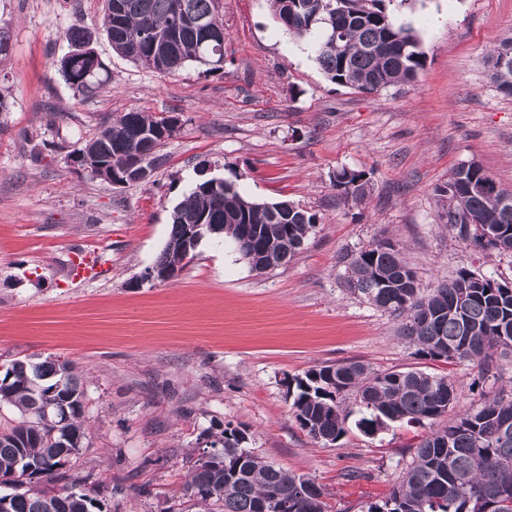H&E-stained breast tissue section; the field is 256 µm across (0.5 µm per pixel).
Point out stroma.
<instances>
[{"instance_id":"1","label":"stroma","mask_w":512,"mask_h":512,"mask_svg":"<svg viewBox=\"0 0 512 512\" xmlns=\"http://www.w3.org/2000/svg\"><path fill=\"white\" fill-rule=\"evenodd\" d=\"M426 64L409 84L362 93L330 82L312 37L296 38L267 0H222L224 72L174 76L118 56L104 0H0L10 36L0 61V375L14 361H69L86 395L88 439L72 474L90 476L109 512H196L182 495L217 425L247 429L255 452L313 479L335 512L384 496L428 432L393 423L314 443L290 413L285 382L324 364L422 369L463 391L449 416L512 387V363L424 359L394 320L348 293L340 258L381 238L404 249L421 288L467 268L512 282V253L452 240L434 188L480 164L512 191V97L489 57L512 35V0H393ZM95 30L106 90L82 95L55 63L72 25ZM178 117L145 182L110 184L72 161L130 109ZM365 171L363 203L337 172ZM235 181L257 201L285 198L319 224L288 266L253 272L233 242L204 238L179 276L144 282L171 214L202 178ZM359 473L356 481L346 480Z\"/></svg>"}]
</instances>
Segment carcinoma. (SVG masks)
Instances as JSON below:
<instances>
[{"label":"carcinoma","instance_id":"cac0c4a2","mask_svg":"<svg viewBox=\"0 0 512 512\" xmlns=\"http://www.w3.org/2000/svg\"><path fill=\"white\" fill-rule=\"evenodd\" d=\"M221 0H105L103 31L112 50L145 69L175 75L191 64L210 74L224 70V53L206 41L204 26L224 27ZM288 34L318 35L317 62L328 80L363 93L411 82L425 55L414 30L398 23L393 0H268ZM71 50L57 62L64 80L78 93L105 90L103 63L92 41L95 33L73 25L65 32ZM492 77L512 97V36L501 40L492 57ZM178 120L132 109L87 140L75 160L108 183L134 166L153 169L162 146L176 135ZM492 179L478 163L458 166L434 189L448 234L483 251L512 253V192H477ZM363 171L343 169L334 186L360 203L368 193ZM198 224L194 244L219 232L231 239L251 269L264 274L286 266L318 224L316 214L288 201L259 202L237 184L202 179L174 208L172 229L156 266L172 272L185 266L181 240L185 226ZM344 285L353 295L389 313L397 334L417 347L416 354L443 362L473 361L489 372L512 360V287L468 269L439 281L426 292L403 248L381 239L345 255ZM291 410L300 428L316 443L335 444L346 435L357 405L356 427L374 436L391 423L427 425L411 462L390 492L367 503L364 512H512L500 493H512V396L499 394L450 422H443L461 397L460 388L442 374L406 369L376 372L359 361L316 366L287 381ZM0 403L15 407L16 425L0 430V494L3 512H102L87 488L89 476L70 487L51 484L65 476L61 459L71 463L87 437L85 393L75 367L67 362L17 360L0 378ZM240 427L226 426L215 442L223 455L192 467L184 496L201 512H260L275 498L294 512H329L322 488L291 473L247 447ZM39 483L36 489L32 484Z\"/></svg>","mask_w":512,"mask_h":512}]
</instances>
